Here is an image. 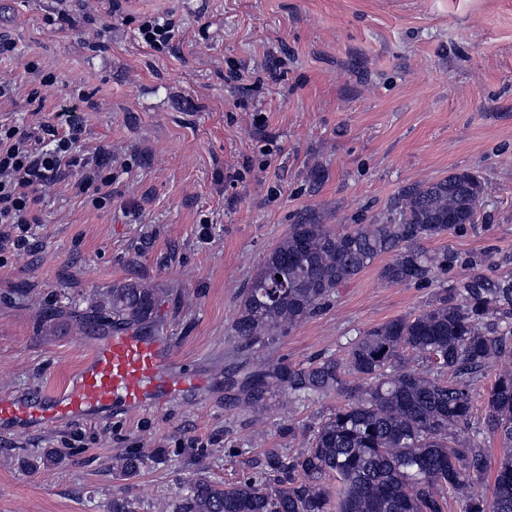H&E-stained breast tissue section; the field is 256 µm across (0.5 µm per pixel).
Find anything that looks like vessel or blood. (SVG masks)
<instances>
[{
  "instance_id": "vessel-or-blood-1",
  "label": "vessel or blood",
  "mask_w": 512,
  "mask_h": 512,
  "mask_svg": "<svg viewBox=\"0 0 512 512\" xmlns=\"http://www.w3.org/2000/svg\"><path fill=\"white\" fill-rule=\"evenodd\" d=\"M88 355L72 385L58 391L0 394V435L163 411L176 397H191L210 377L184 367L163 336L119 326L87 341Z\"/></svg>"
}]
</instances>
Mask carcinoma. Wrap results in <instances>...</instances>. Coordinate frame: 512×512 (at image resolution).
<instances>
[{"mask_svg": "<svg viewBox=\"0 0 512 512\" xmlns=\"http://www.w3.org/2000/svg\"><path fill=\"white\" fill-rule=\"evenodd\" d=\"M483 195L479 175L454 172L402 188L394 220L338 231L315 221L289 225L239 295L237 337L251 347L276 339L385 254L391 260L380 278L388 283L444 280L467 263L424 243L472 223ZM158 299L155 288L112 289V325L142 321ZM500 311L512 315V279L471 272L418 314L367 330L342 357L298 367L253 364L229 401L245 403L256 418L277 393L304 402L346 392L348 401L296 453L267 450L259 475L189 480L172 512H446L450 496L464 502V512H512L511 369L495 374L484 427L472 428L474 382L512 356V325L489 322ZM406 350L413 360L401 358ZM484 435L506 449L489 497L473 488L487 467ZM113 470L132 476L138 459L119 455Z\"/></svg>", "mask_w": 512, "mask_h": 512, "instance_id": "1", "label": "carcinoma"}]
</instances>
